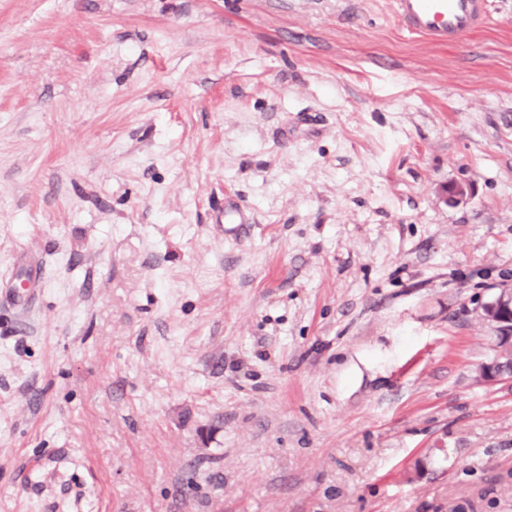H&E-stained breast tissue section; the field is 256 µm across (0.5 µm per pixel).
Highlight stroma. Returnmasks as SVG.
<instances>
[{
	"instance_id": "1",
	"label": "stroma",
	"mask_w": 512,
	"mask_h": 512,
	"mask_svg": "<svg viewBox=\"0 0 512 512\" xmlns=\"http://www.w3.org/2000/svg\"><path fill=\"white\" fill-rule=\"evenodd\" d=\"M3 285L0 512H512V0H0ZM402 28L439 44H455L489 19L488 0H390ZM493 306L496 319L493 322L497 331L498 344L509 355L512 352V289L502 288L488 304Z\"/></svg>"
}]
</instances>
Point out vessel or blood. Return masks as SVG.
Masks as SVG:
<instances>
[{
    "instance_id": "1",
    "label": "vessel or blood",
    "mask_w": 512,
    "mask_h": 512,
    "mask_svg": "<svg viewBox=\"0 0 512 512\" xmlns=\"http://www.w3.org/2000/svg\"><path fill=\"white\" fill-rule=\"evenodd\" d=\"M402 28L439 44H453L483 27L489 0H390Z\"/></svg>"
}]
</instances>
